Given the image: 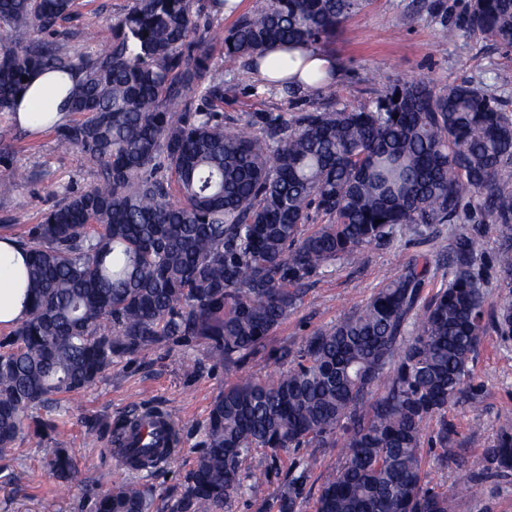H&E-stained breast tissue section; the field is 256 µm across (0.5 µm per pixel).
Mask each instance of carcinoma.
<instances>
[{
	"mask_svg": "<svg viewBox=\"0 0 512 512\" xmlns=\"http://www.w3.org/2000/svg\"><path fill=\"white\" fill-rule=\"evenodd\" d=\"M361 0H267L225 32L224 68L253 65L275 44L313 49L336 35ZM75 0H0V112L14 109L37 71L79 70L54 125L58 149L98 167L97 183L66 190L21 242L31 309L0 340V457L27 422L52 431L54 397L92 386L116 357L171 337L207 341L215 361L264 347L300 301V283L399 234L428 238L462 224L463 194L505 232L498 264L512 277V116L461 82L438 90L394 80L374 101L260 112L224 122L211 17L230 0H132L112 46L74 57L56 37ZM32 32L24 42L13 39ZM477 33L512 49V0H475L442 37ZM324 219L311 223L312 215ZM381 223L374 224L375 220ZM478 244L453 235L448 285L426 304L428 257L409 260L360 308L307 337L288 369L224 388L204 448L166 512H224L253 487L242 462L261 448L339 447L315 512H455L468 482L440 492L423 480L429 423L448 442V407L467 393L488 329L512 335V303L486 319L473 273ZM59 484L79 480L66 448L44 449ZM486 457L512 471V434ZM309 469L276 493L295 512ZM155 488L129 482L94 499V512H159Z\"/></svg>",
	"mask_w": 512,
	"mask_h": 512,
	"instance_id": "cac0c4a2",
	"label": "carcinoma"
}]
</instances>
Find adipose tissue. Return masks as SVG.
<instances>
[{
	"mask_svg": "<svg viewBox=\"0 0 512 512\" xmlns=\"http://www.w3.org/2000/svg\"><path fill=\"white\" fill-rule=\"evenodd\" d=\"M332 57L310 47L291 51L275 48L269 51L255 70L256 76L270 86L289 79L298 84H312L314 78L334 71ZM78 78L77 73L44 71L32 76L29 87L13 112L14 121L23 128L39 130L61 119L60 107L65 90ZM48 103L49 111H32V101ZM25 249L15 238L0 235V328L18 326L27 317Z\"/></svg>",
	"mask_w": 512,
	"mask_h": 512,
	"instance_id": "1",
	"label": "adipose tissue"
}]
</instances>
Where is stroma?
Masks as SVG:
<instances>
[{
    "label": "stroma",
    "instance_id": "1",
    "mask_svg": "<svg viewBox=\"0 0 512 512\" xmlns=\"http://www.w3.org/2000/svg\"><path fill=\"white\" fill-rule=\"evenodd\" d=\"M131 0H77L70 18L61 22L59 43L69 54L94 53L112 42V24ZM446 12L434 10L432 0H363L322 51L336 58L341 73L334 83L337 103H358L379 96L393 79H425L436 88L471 81L512 105V53L478 35L442 40L443 25L453 24L467 0H444ZM95 27L101 38L84 39ZM322 100L294 98L287 90H273L255 77L237 70L224 76V99L217 105L227 120H244L254 112H276L293 118ZM22 173L13 192L0 197V235L26 236L30 225L61 201L65 189L83 190L96 181V170L75 151L57 148L52 131L33 133L0 112V176ZM469 218L460 229L476 239L482 259L475 272L487 286L486 307L497 313L512 301V281L496 263L502 243L499 225L475 207L474 193H466ZM451 237L447 225L438 226L428 244L403 236L389 246H373L336 264L328 273L305 280L301 300L270 336L265 347L236 365L214 362L206 341L170 338L146 354L114 359L90 388L61 396L54 416L58 439L76 459L81 471L77 483L61 486L48 475L42 450L46 435L26 428L10 454L0 459V512H90L96 494L132 477L112 453L106 428L112 419L138 408L159 407L174 418L181 443L172 459L149 480L159 493L173 498L194 468L204 444V425L210 407L224 388L245 375H271L285 365L283 349H294L318 329L338 320L348 310L364 305L405 262L426 253L441 261ZM447 444L425 449L424 481L450 489L457 481L474 477L470 497L457 512H512V473L488 471L484 448L494 444L504 426H512V339L487 332L472 367L471 389L449 407ZM97 430L96 444L86 442ZM311 461L308 483L296 512H314L315 499L325 478L342 461L339 448H302L278 453L254 451L242 465L252 494L232 498L225 512H274L272 498L288 481L294 462Z\"/></svg>",
    "mask_w": 512,
    "mask_h": 512
}]
</instances>
